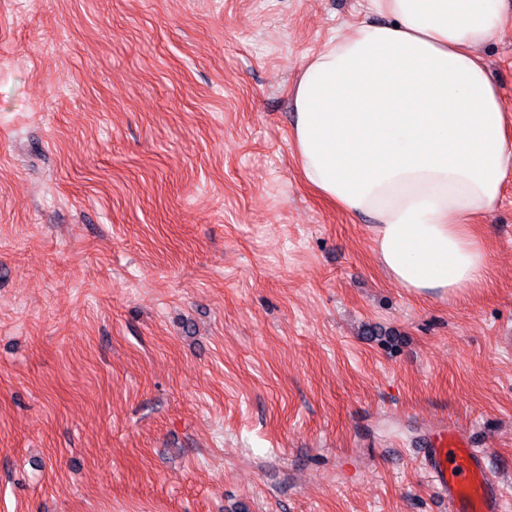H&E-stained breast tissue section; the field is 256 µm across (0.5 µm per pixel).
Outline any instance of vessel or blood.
I'll return each instance as SVG.
<instances>
[{"label": "vessel or blood", "instance_id": "b4317fda", "mask_svg": "<svg viewBox=\"0 0 512 512\" xmlns=\"http://www.w3.org/2000/svg\"><path fill=\"white\" fill-rule=\"evenodd\" d=\"M416 454L447 498L448 512H502L501 482L468 438L434 431L417 443Z\"/></svg>", "mask_w": 512, "mask_h": 512}]
</instances>
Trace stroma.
<instances>
[{"mask_svg": "<svg viewBox=\"0 0 512 512\" xmlns=\"http://www.w3.org/2000/svg\"><path fill=\"white\" fill-rule=\"evenodd\" d=\"M365 0H0V512H512V179L453 300L303 179L307 56ZM512 113V32L481 49ZM416 448L436 489L448 499V512H502L499 477L468 438L438 430L416 443Z\"/></svg>", "mask_w": 512, "mask_h": 512, "instance_id": "1", "label": "stroma"}]
</instances>
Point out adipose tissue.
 Segmentation results:
<instances>
[{
  "label": "adipose tissue",
  "instance_id": "ef3b65f1",
  "mask_svg": "<svg viewBox=\"0 0 512 512\" xmlns=\"http://www.w3.org/2000/svg\"><path fill=\"white\" fill-rule=\"evenodd\" d=\"M382 21L332 35L294 88L305 181L377 222L374 254L419 297L485 281L474 227L512 176V116L479 53L503 33L504 0H367Z\"/></svg>",
  "mask_w": 512,
  "mask_h": 512
}]
</instances>
